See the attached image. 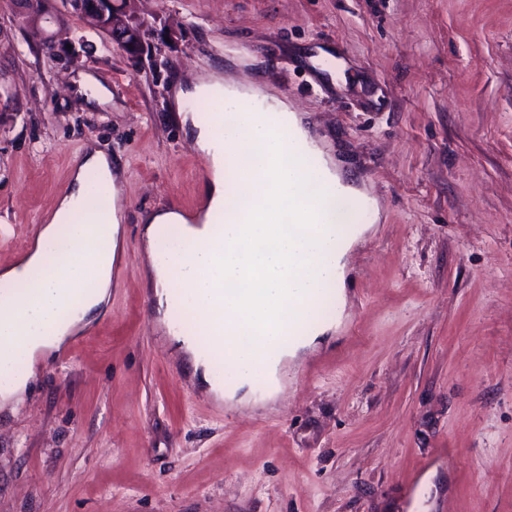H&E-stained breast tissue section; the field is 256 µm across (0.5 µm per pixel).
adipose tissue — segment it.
I'll return each instance as SVG.
<instances>
[{
  "label": "adipose tissue",
  "mask_w": 512,
  "mask_h": 512,
  "mask_svg": "<svg viewBox=\"0 0 512 512\" xmlns=\"http://www.w3.org/2000/svg\"><path fill=\"white\" fill-rule=\"evenodd\" d=\"M215 94L236 118L233 134L217 135L191 116L180 122L214 169L204 191L224 221L181 225L174 266L156 268L157 314L167 317L163 286L174 281L207 328L211 350L237 367L243 388L296 359L312 335L329 332L316 317L317 304L325 286L343 281L344 259L358 236L354 229L337 233L335 204L354 201L357 191L342 183L287 106L245 110L243 96L215 73L178 88L175 97ZM90 170L99 174L98 189L85 178ZM96 192L114 195L115 178L111 158L92 146L32 250L0 269L4 284L45 270L26 296L0 301V368L19 354L50 355L107 302L121 216L114 206L102 214L88 209ZM247 332L262 337V348H240Z\"/></svg>",
  "instance_id": "ef3b65f1"
}]
</instances>
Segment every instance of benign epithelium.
<instances>
[{"label": "benign epithelium", "instance_id": "7a95c632", "mask_svg": "<svg viewBox=\"0 0 512 512\" xmlns=\"http://www.w3.org/2000/svg\"><path fill=\"white\" fill-rule=\"evenodd\" d=\"M19 23L35 36L39 48L48 53H70L75 45L69 37L65 17L77 16L87 27L108 34L111 44L131 57L142 54L147 32L130 12L115 6L114 0H14ZM55 30H50V27Z\"/></svg>", "mask_w": 512, "mask_h": 512}]
</instances>
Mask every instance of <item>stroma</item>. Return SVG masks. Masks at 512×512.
Segmentation results:
<instances>
[{"instance_id":"stroma-1","label":"stroma","mask_w":512,"mask_h":512,"mask_svg":"<svg viewBox=\"0 0 512 512\" xmlns=\"http://www.w3.org/2000/svg\"><path fill=\"white\" fill-rule=\"evenodd\" d=\"M133 59L37 49L0 0V267L89 143L119 168L108 302L0 405V512H512V0H134ZM301 118L372 200L339 324L273 398L218 400L152 314L144 217L209 162L174 98L210 69ZM104 95L86 101L83 80Z\"/></svg>"}]
</instances>
